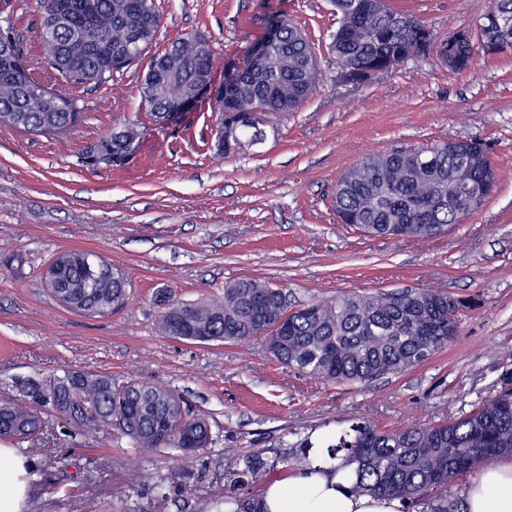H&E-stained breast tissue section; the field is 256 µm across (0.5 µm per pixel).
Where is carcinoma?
Returning <instances> with one entry per match:
<instances>
[{"instance_id": "carcinoma-1", "label": "carcinoma", "mask_w": 512, "mask_h": 512, "mask_svg": "<svg viewBox=\"0 0 512 512\" xmlns=\"http://www.w3.org/2000/svg\"><path fill=\"white\" fill-rule=\"evenodd\" d=\"M50 0H36L41 60L73 86L101 85L134 65L158 40L159 27L143 20L158 15L155 0H65L72 20L60 23ZM339 25L329 50L339 71L362 84L397 69L423 48L448 53L439 36L416 17L379 0H333ZM453 71L470 68L474 48L512 40V0H489L476 29L458 31ZM21 51L12 28L0 33V128L61 137L78 128L88 105L39 84L18 67ZM214 54L200 34L172 39L158 55L157 70L140 82L146 110L157 122L172 106L196 94L213 76ZM319 85L317 59L304 30L288 16L270 24L267 36L241 68L224 81V147L219 156L264 136L270 114L296 112ZM138 135L126 123L84 153L97 149L121 155ZM497 182L489 148L480 141L411 146L365 157L336 182V219L373 237L425 240L443 234L475 212L457 183ZM59 303L86 315L104 316L120 307L128 279L102 257L63 251ZM162 309L160 329L184 340L234 343L261 337L271 356L311 379L344 384L402 372L429 359L458 332L459 314L471 304L439 289L406 288L373 294L347 293L292 309L283 289L254 277L224 286L207 303H174L164 288L154 292ZM49 409L67 436L100 426H117L144 451L170 448L189 459L212 444L205 417L191 412L173 390L147 383L118 384L108 374L65 371L42 384H29L22 398L0 403V438L35 441ZM328 457L356 465L354 491L399 500L421 512H466L448 498L457 479L494 459L512 458V373L495 394L469 413L430 425L382 430L358 421L323 442ZM237 464L224 500L213 512H261L260 501L237 493L242 486L268 482L274 465L241 448L226 449Z\"/></svg>"}]
</instances>
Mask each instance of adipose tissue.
Wrapping results in <instances>:
<instances>
[{
  "label": "adipose tissue",
  "mask_w": 512,
  "mask_h": 512,
  "mask_svg": "<svg viewBox=\"0 0 512 512\" xmlns=\"http://www.w3.org/2000/svg\"><path fill=\"white\" fill-rule=\"evenodd\" d=\"M352 467L311 449L305 464L269 483L260 496L263 512H399L396 499L353 492ZM28 493L27 460L0 447V512H21ZM467 512H512V463L483 468L465 492Z\"/></svg>",
  "instance_id": "ef3b65f1"
}]
</instances>
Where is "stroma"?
Here are the masks:
<instances>
[{
	"label": "stroma",
	"instance_id": "obj_1",
	"mask_svg": "<svg viewBox=\"0 0 512 512\" xmlns=\"http://www.w3.org/2000/svg\"><path fill=\"white\" fill-rule=\"evenodd\" d=\"M438 35L475 27L486 0H387ZM156 50L179 35L207 37L214 81L243 61L272 14L305 27L318 57L317 92L296 112L269 116L262 143L215 154L217 113L199 103L171 122L146 112L139 82L148 62L83 89L85 123L63 139L0 129V400L25 382L71 370L172 388L205 414L213 442L189 464L174 450L142 451L101 427L69 438L46 427L59 460L30 446L22 512H150L157 485L170 512H209L222 499L227 451L302 462L297 435L333 434L343 422L382 428L456 418L512 371V51L476 52L456 73L413 57L368 83L341 81L328 53L331 0H157ZM30 61L39 55L35 0H11ZM139 136L120 166L83 164L86 148L127 122ZM446 140L488 144L497 183L485 204L427 240L371 238L338 223V178L366 155ZM64 250L105 257L128 273L124 304L86 317L61 307L42 273ZM255 277L285 289L291 307L343 292L441 288L474 300L457 336L428 361L366 382L325 385L276 362L261 339L198 343L163 335L152 293L207 301L225 283Z\"/></svg>",
	"mask_w": 512,
	"mask_h": 512
}]
</instances>
